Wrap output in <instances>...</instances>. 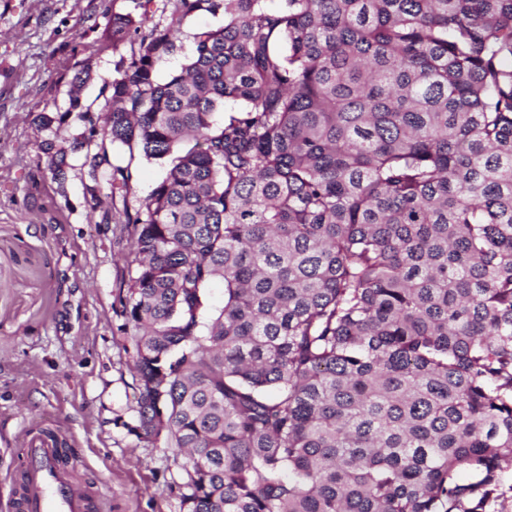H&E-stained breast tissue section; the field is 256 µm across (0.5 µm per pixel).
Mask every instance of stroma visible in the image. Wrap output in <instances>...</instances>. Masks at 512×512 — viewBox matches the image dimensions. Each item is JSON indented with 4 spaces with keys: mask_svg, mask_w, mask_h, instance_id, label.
<instances>
[{
    "mask_svg": "<svg viewBox=\"0 0 512 512\" xmlns=\"http://www.w3.org/2000/svg\"><path fill=\"white\" fill-rule=\"evenodd\" d=\"M130 0H0V512L16 497L18 450L49 428L73 450L74 479L104 512H179L183 457L124 429L135 415V372L123 349L118 289L132 243L125 213L165 166L113 146L128 167L127 197L93 203L86 172L52 181L40 113L72 96L102 107L120 55L105 30ZM92 70L82 88L72 79Z\"/></svg>",
    "mask_w": 512,
    "mask_h": 512,
    "instance_id": "obj_1",
    "label": "stroma"
}]
</instances>
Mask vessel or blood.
I'll list each match as a JSON object with an SVG mask.
<instances>
[{
  "label": "vessel or blood",
  "mask_w": 512,
  "mask_h": 512,
  "mask_svg": "<svg viewBox=\"0 0 512 512\" xmlns=\"http://www.w3.org/2000/svg\"><path fill=\"white\" fill-rule=\"evenodd\" d=\"M59 453L56 441L45 436L22 448L15 480L23 492L14 500L13 512H98L97 496L71 478Z\"/></svg>",
  "instance_id": "obj_1"
}]
</instances>
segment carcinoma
Listing matches in <instances>:
<instances>
[{
	"instance_id": "1",
	"label": "carcinoma",
	"mask_w": 512,
	"mask_h": 512,
	"mask_svg": "<svg viewBox=\"0 0 512 512\" xmlns=\"http://www.w3.org/2000/svg\"><path fill=\"white\" fill-rule=\"evenodd\" d=\"M117 14L107 145L135 212L123 348L179 512H489L512 477V0H163ZM224 24L177 33L197 11ZM184 56L161 80V63ZM227 111L223 121L219 111ZM224 282V307L207 289ZM465 473L468 479L460 480Z\"/></svg>"
}]
</instances>
